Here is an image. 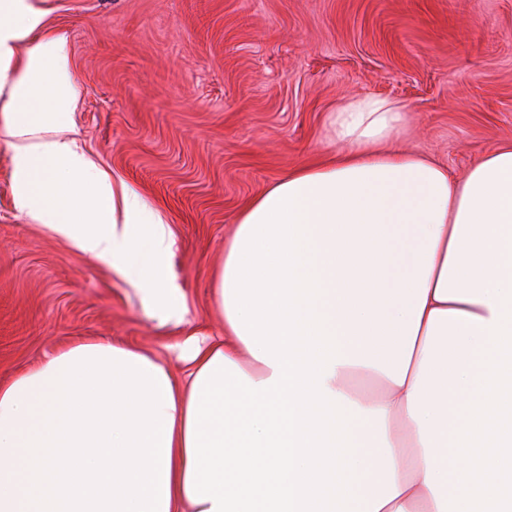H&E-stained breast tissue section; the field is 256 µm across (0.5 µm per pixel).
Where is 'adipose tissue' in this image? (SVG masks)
Instances as JSON below:
<instances>
[{
	"mask_svg": "<svg viewBox=\"0 0 512 512\" xmlns=\"http://www.w3.org/2000/svg\"><path fill=\"white\" fill-rule=\"evenodd\" d=\"M82 94L67 35L0 0L17 207L181 318L159 211L42 135ZM406 113L346 98L329 119L343 151L238 213L214 290L224 341L177 343L185 384L105 338L0 381V512H512V470L449 481L479 393L512 374V142L457 177L402 146ZM356 372L382 393L352 392ZM337 427L344 481L314 452Z\"/></svg>",
	"mask_w": 512,
	"mask_h": 512,
	"instance_id": "1",
	"label": "adipose tissue"
}]
</instances>
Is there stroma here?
I'll return each mask as SVG.
<instances>
[{
	"label": "stroma",
	"mask_w": 512,
	"mask_h": 512,
	"mask_svg": "<svg viewBox=\"0 0 512 512\" xmlns=\"http://www.w3.org/2000/svg\"><path fill=\"white\" fill-rule=\"evenodd\" d=\"M85 88L67 137L169 223V319L112 268L15 205L0 141V380L78 340L154 353L175 379L192 334L224 337L214 304L241 206L340 151L350 95L409 109V145L463 173L512 141V0H34Z\"/></svg>",
	"instance_id": "stroma-1"
}]
</instances>
